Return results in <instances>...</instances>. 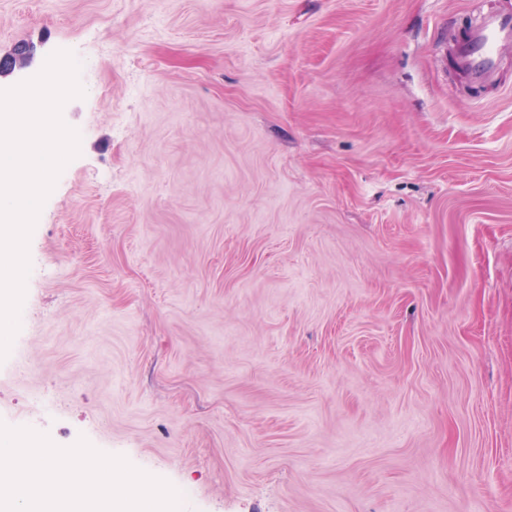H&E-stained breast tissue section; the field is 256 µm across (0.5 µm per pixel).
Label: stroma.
<instances>
[{"mask_svg": "<svg viewBox=\"0 0 512 512\" xmlns=\"http://www.w3.org/2000/svg\"><path fill=\"white\" fill-rule=\"evenodd\" d=\"M512 0H0L70 51L0 422L180 512H512ZM512 49V12H481L458 39L454 56L471 84H483L496 75L500 58Z\"/></svg>", "mask_w": 512, "mask_h": 512, "instance_id": "1", "label": "stroma"}]
</instances>
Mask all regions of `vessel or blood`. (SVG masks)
Listing matches in <instances>:
<instances>
[{"instance_id":"1","label":"vessel or blood","mask_w":512,"mask_h":512,"mask_svg":"<svg viewBox=\"0 0 512 512\" xmlns=\"http://www.w3.org/2000/svg\"><path fill=\"white\" fill-rule=\"evenodd\" d=\"M508 49H512V12L489 10L460 36L454 56L470 83L479 85L494 78Z\"/></svg>"}]
</instances>
